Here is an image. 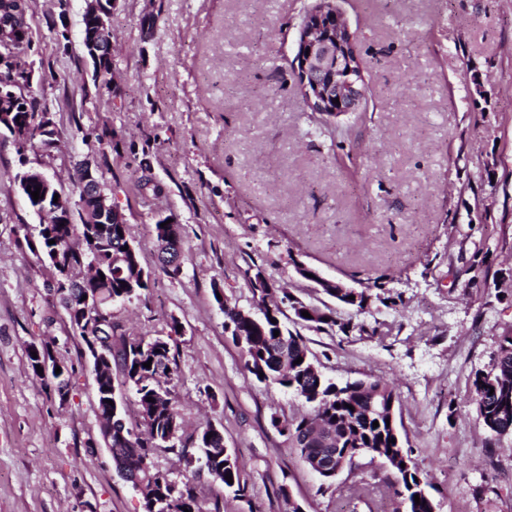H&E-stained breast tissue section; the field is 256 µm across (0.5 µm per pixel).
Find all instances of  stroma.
Returning a JSON list of instances; mask_svg holds the SVG:
<instances>
[{
  "label": "stroma",
  "instance_id": "stroma-1",
  "mask_svg": "<svg viewBox=\"0 0 512 512\" xmlns=\"http://www.w3.org/2000/svg\"><path fill=\"white\" fill-rule=\"evenodd\" d=\"M316 3L114 0L105 86L82 44L84 0L64 14L30 0L24 60L58 145L21 155L0 137V512H143L102 441L86 346L31 250L42 219L16 183L28 167L69 194L84 161L151 273L113 324L169 338L182 444L212 425L240 462L247 498L193 478L202 512H405L382 461L358 457L331 481L310 469L271 424L310 405L258 382L224 328L214 292L257 310L252 266L319 303L299 263L369 289L364 311L337 307L339 328L301 334L326 377L393 388L437 512H512V433L491 435L473 387L512 334V0H338L366 99L336 119L313 114L295 63ZM170 214L175 275L154 232ZM44 342L74 370L66 395L28 365Z\"/></svg>",
  "mask_w": 512,
  "mask_h": 512
}]
</instances>
